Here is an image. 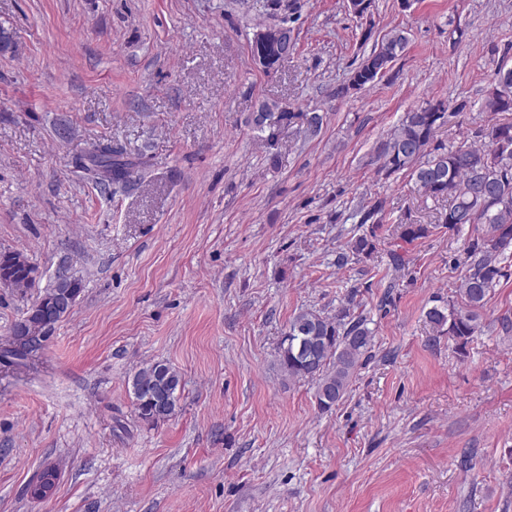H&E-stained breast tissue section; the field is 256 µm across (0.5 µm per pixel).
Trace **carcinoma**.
<instances>
[{
  "label": "carcinoma",
  "instance_id": "1",
  "mask_svg": "<svg viewBox=\"0 0 512 512\" xmlns=\"http://www.w3.org/2000/svg\"><path fill=\"white\" fill-rule=\"evenodd\" d=\"M408 45L402 29L390 30L381 43L362 57L346 83L336 88V98L374 86L385 77L383 70L401 56ZM512 44L503 49L504 61L488 79L482 108L493 115L512 112V67L505 58ZM470 102L429 99L404 113L387 137L378 143L372 161L381 165L377 174L389 178L407 173L424 194L445 199L448 208L435 217V223L461 230L468 224H482L481 234L468 239L463 257L454 261L460 270L454 291L448 299L439 298L425 317L440 336L454 341L455 349L466 356L467 346L481 334L487 304L495 288L512 279V121L503 120L488 129L475 132L481 142L449 146L437 138V131L452 117L467 110ZM260 119H248L257 137L273 145L283 126L297 121L316 131L322 116L303 112L289 104L263 102ZM79 167L91 175L103 189L130 183L137 163L127 159L122 149L98 143L79 160ZM362 224L368 232L354 237L348 245L352 257L368 259L377 250L380 239L376 229L384 220V201L375 200L361 207ZM399 237L414 242L430 233L427 224L410 218L398 225ZM10 287L25 293L35 287L37 268L22 251L0 253V278ZM83 283L62 269L50 287L26 311L27 335L46 340L51 328L46 320L56 311L65 292L81 293ZM358 291L351 290L335 315L305 309L288 324V334L277 346V360L286 380L311 379L316 382V400L322 410L331 409L348 393L358 367L371 357L373 336L367 318L351 314L357 307ZM37 348L10 343L4 358L11 363L23 361ZM139 418L151 425L172 417L178 408L180 373L164 362L152 363L135 372L128 380Z\"/></svg>",
  "mask_w": 512,
  "mask_h": 512
}]
</instances>
